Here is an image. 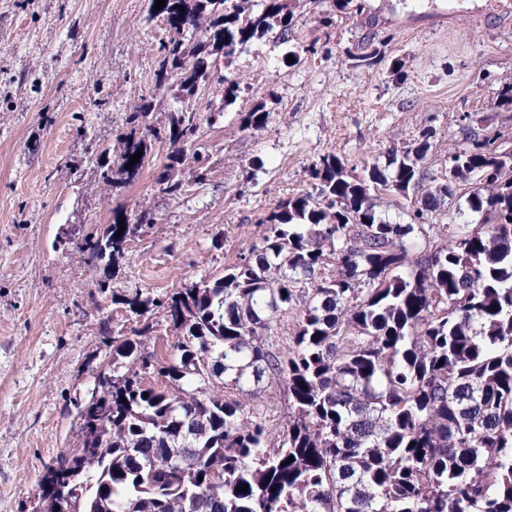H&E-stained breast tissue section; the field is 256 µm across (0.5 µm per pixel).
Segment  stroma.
<instances>
[{"label":"stroma","mask_w":512,"mask_h":512,"mask_svg":"<svg viewBox=\"0 0 512 512\" xmlns=\"http://www.w3.org/2000/svg\"><path fill=\"white\" fill-rule=\"evenodd\" d=\"M362 2L326 28L328 0H290L299 64L271 35L236 49L223 74L241 82L237 102L216 118L214 88L195 99L208 179L181 171L170 199L156 184L166 142L131 184L99 182L127 112L155 90L168 26L150 0H0V512H43L48 467L81 442L78 408L107 351L101 322L119 341L140 326L121 298L222 277L261 240L269 210L313 191L324 154L357 174L428 130L425 167L438 177L469 129L512 139V112L497 106L512 84V0ZM370 44L380 62L359 66ZM259 103L266 125L242 129ZM144 206L157 221L119 270L82 263L85 237Z\"/></svg>","instance_id":"obj_1"}]
</instances>
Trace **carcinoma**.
Here are the masks:
<instances>
[{"label": "carcinoma", "instance_id": "obj_1", "mask_svg": "<svg viewBox=\"0 0 512 512\" xmlns=\"http://www.w3.org/2000/svg\"><path fill=\"white\" fill-rule=\"evenodd\" d=\"M155 2L150 12L169 26L155 87L176 80L180 104L157 127L154 95L140 98L100 181H133L151 141L165 139L173 151L157 183L174 199L184 188L177 172L190 169L198 183L209 175L192 97L212 86L226 108L238 98L239 83L210 57L228 59L271 32L288 43L293 11L288 0ZM267 116L258 104L242 127L260 129ZM430 138L422 132L358 175L322 156L310 170L317 194L282 199L262 219L267 234L223 277L121 299L142 320L137 339L112 345V372L80 411L98 432L81 424V449L47 472L45 512L88 473L95 487L73 512H512V150L475 134L448 154L465 162L455 181L427 188ZM474 173L485 184L471 187L467 209L491 222L430 224ZM415 190L410 223L376 210L378 193L408 200ZM154 223L150 208L132 220L114 214L85 240L83 261L98 264L110 241L120 267L139 228ZM427 228L439 241L419 251L413 233ZM159 308L177 336L171 358L141 340ZM290 310L297 329L280 355L264 338ZM152 370L165 385L145 382ZM266 378L285 386L291 410L275 439L254 410L221 394L230 386L254 399Z\"/></svg>", "mask_w": 512, "mask_h": 512}]
</instances>
